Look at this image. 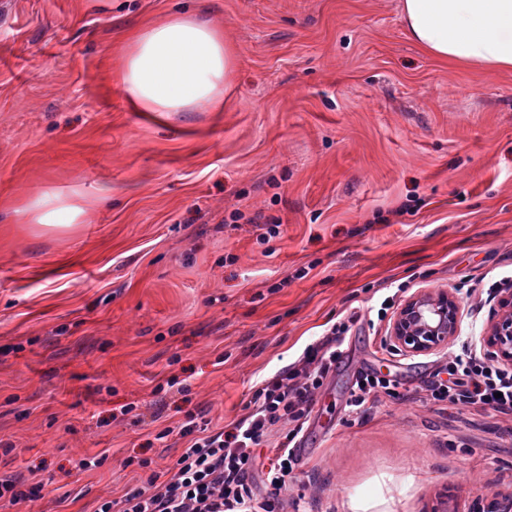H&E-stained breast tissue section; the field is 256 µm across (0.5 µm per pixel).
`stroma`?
Masks as SVG:
<instances>
[{"instance_id": "obj_1", "label": "stroma", "mask_w": 512, "mask_h": 512, "mask_svg": "<svg viewBox=\"0 0 512 512\" xmlns=\"http://www.w3.org/2000/svg\"><path fill=\"white\" fill-rule=\"evenodd\" d=\"M400 3L0 0V474L47 489L0 512L120 498L145 478L135 459L175 462L156 433L189 411L214 429L240 417L351 307L285 499L512 512V415L415 402L441 353L395 349L377 317L383 296L443 288L482 343L497 308L482 290L512 286V69L430 55ZM175 15L235 49L221 111L130 102L129 34ZM76 191L85 223L23 210ZM363 368L398 395L357 419ZM173 376L189 394H156Z\"/></svg>"}]
</instances>
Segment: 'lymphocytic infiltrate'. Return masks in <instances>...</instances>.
<instances>
[{"mask_svg": "<svg viewBox=\"0 0 512 512\" xmlns=\"http://www.w3.org/2000/svg\"><path fill=\"white\" fill-rule=\"evenodd\" d=\"M358 318L356 309L346 310L284 371L262 381L245 414L221 430L211 431L203 414H186L177 426L185 446L173 468L155 471L150 460H139L149 471L143 485L118 501H100L95 512H286L282 492L301 466L296 448L325 380L343 357L342 337ZM394 393L393 380L363 372L347 405L361 417ZM417 398L426 407L449 404L512 415V369L465 339L424 381ZM274 432L279 439L272 445L268 438ZM258 474L266 487L262 495L254 487Z\"/></svg>", "mask_w": 512, "mask_h": 512, "instance_id": "f902f5d3", "label": "lymphocytic infiltrate"}]
</instances>
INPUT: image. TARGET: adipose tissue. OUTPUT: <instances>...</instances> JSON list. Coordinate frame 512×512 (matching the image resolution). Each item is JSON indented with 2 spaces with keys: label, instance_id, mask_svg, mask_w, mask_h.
<instances>
[{
  "label": "adipose tissue",
  "instance_id": "1",
  "mask_svg": "<svg viewBox=\"0 0 512 512\" xmlns=\"http://www.w3.org/2000/svg\"><path fill=\"white\" fill-rule=\"evenodd\" d=\"M408 35L435 57L512 69V0H403ZM233 53L213 25L184 16L135 32L121 82L144 112H207L218 108ZM39 224H78L87 211L52 193L31 198Z\"/></svg>",
  "mask_w": 512,
  "mask_h": 512
}]
</instances>
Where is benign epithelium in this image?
Segmentation results:
<instances>
[{"instance_id": "7a95c632", "label": "benign epithelium", "mask_w": 512, "mask_h": 512, "mask_svg": "<svg viewBox=\"0 0 512 512\" xmlns=\"http://www.w3.org/2000/svg\"><path fill=\"white\" fill-rule=\"evenodd\" d=\"M499 313L491 323L484 346L488 354L512 368V288L501 290ZM460 305L447 290L428 291L410 297L397 311L389 340L408 354H425L457 336Z\"/></svg>"}]
</instances>
